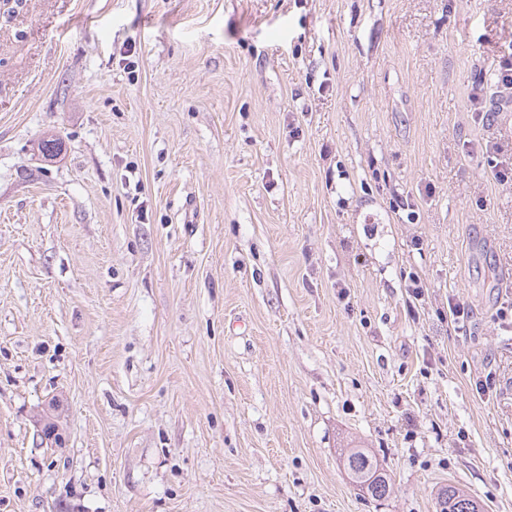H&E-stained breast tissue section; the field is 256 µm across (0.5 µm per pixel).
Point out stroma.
Here are the masks:
<instances>
[{
	"mask_svg": "<svg viewBox=\"0 0 512 512\" xmlns=\"http://www.w3.org/2000/svg\"><path fill=\"white\" fill-rule=\"evenodd\" d=\"M507 59L512 0L0 14V512H512ZM343 465L356 485L369 497L383 500L393 493L392 478L365 448H348ZM437 512H486L484 504L467 490L448 485L437 497Z\"/></svg>",
	"mask_w": 512,
	"mask_h": 512,
	"instance_id": "1",
	"label": "stroma"
}]
</instances>
